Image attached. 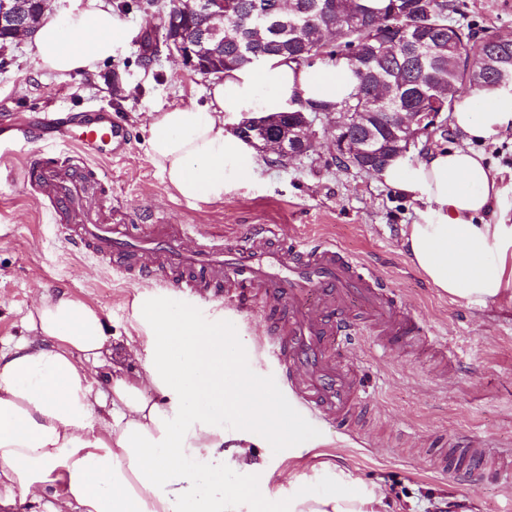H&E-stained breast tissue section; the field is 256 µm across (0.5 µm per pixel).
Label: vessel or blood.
Segmentation results:
<instances>
[{
  "label": "vessel or blood",
  "instance_id": "1",
  "mask_svg": "<svg viewBox=\"0 0 512 512\" xmlns=\"http://www.w3.org/2000/svg\"><path fill=\"white\" fill-rule=\"evenodd\" d=\"M127 126L105 108L82 117L43 116L0 125V156L24 149L15 175L27 196L58 224L64 244L110 268L148 280L206 304L249 317L277 311L263 342L280 371V386L298 407L354 433L367 397L347 360L366 316L381 348L410 338L428 340L423 323L401 310L367 264L336 244L297 238L284 243L275 224H254L233 240L213 226L197 231L193 248L182 246L186 225L156 219L133 225L113 211L109 187L96 160L123 155ZM454 453L432 467L456 482L492 456L466 437L449 440Z\"/></svg>",
  "mask_w": 512,
  "mask_h": 512
}]
</instances>
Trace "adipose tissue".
Masks as SVG:
<instances>
[{"label":"adipose tissue","instance_id":"ef3b65f1","mask_svg":"<svg viewBox=\"0 0 512 512\" xmlns=\"http://www.w3.org/2000/svg\"><path fill=\"white\" fill-rule=\"evenodd\" d=\"M128 28L105 0H69L46 12L34 40L35 64L59 79L80 78L112 59ZM346 63L297 64L267 56L226 72L205 107L156 112L147 151L182 199L214 202L229 184L259 168L248 145L224 128L226 116L276 115L300 101L338 102L353 93ZM453 127L460 146L436 148L415 162L399 157L381 177L422 201L420 222L405 225L413 265L448 297L485 305L512 289V224L487 222L499 202V174L483 145L512 133V90L462 97ZM145 329L128 352V374L108 359L102 314L61 292L40 295L26 316L28 337L0 350V506L44 505L46 512H385L360 480L322 494L291 481L285 503L267 487L224 484L223 433L214 414L299 448L305 426L289 419L273 392L258 388L224 337L221 318L198 320L139 293Z\"/></svg>","mask_w":512,"mask_h":512}]
</instances>
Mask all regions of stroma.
<instances>
[{
    "label": "stroma",
    "instance_id": "obj_1",
    "mask_svg": "<svg viewBox=\"0 0 512 512\" xmlns=\"http://www.w3.org/2000/svg\"><path fill=\"white\" fill-rule=\"evenodd\" d=\"M105 2L127 25L124 50L95 73L63 81L36 69L30 39L15 42L5 51L9 66L0 70V120L111 107L130 131L125 155L98 163L113 206L134 219L152 214L203 228L220 224L228 235L251 224H277L286 241L297 234L332 240L372 267L398 300L428 324L436 344L448 345L454 354L445 364L436 344L407 343L383 352L370 331H363L349 351L369 399L357 433H342L325 422L310 424L315 445L294 457L286 447L263 444L259 453L266 466L253 474V481L284 499L289 475L310 479L313 467L328 461L384 495L387 512H512V483L470 475L457 486L426 468L435 449L457 435L512 456V298L465 305L434 288L400 245L403 225L418 222L424 205L394 192L378 177L340 167L327 133L328 117L315 126L313 153L280 164L274 153L261 152L258 176L225 191L223 200L189 203L176 198L147 152L146 129L156 110L205 105L211 81L166 50L146 56L142 37L157 19L145 0ZM501 2L459 0L458 20L512 39V9ZM484 151L503 178L495 217L512 220V133L485 145ZM59 290L103 313L113 351H122L128 336L142 335L133 307L141 284L67 248L57 225L20 184L0 185V346L27 336L24 317L37 293ZM158 295L200 318L223 314L219 304L200 305L172 290ZM223 316L224 335L251 377L274 389L282 408H291L292 399L277 388L278 369L260 346L265 317L243 321Z\"/></svg>",
    "mask_w": 512,
    "mask_h": 512
}]
</instances>
